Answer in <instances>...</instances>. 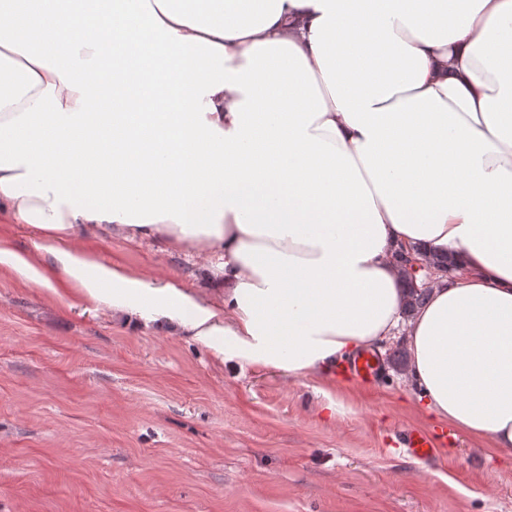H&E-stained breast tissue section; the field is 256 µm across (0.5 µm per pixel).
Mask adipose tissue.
Here are the masks:
<instances>
[{
    "instance_id": "ef3b65f1",
    "label": "adipose tissue",
    "mask_w": 512,
    "mask_h": 512,
    "mask_svg": "<svg viewBox=\"0 0 512 512\" xmlns=\"http://www.w3.org/2000/svg\"><path fill=\"white\" fill-rule=\"evenodd\" d=\"M0 0V214L93 300L239 367L404 331L426 411L512 449V0ZM213 256L207 305L76 231ZM451 258L403 319L400 256Z\"/></svg>"
}]
</instances>
